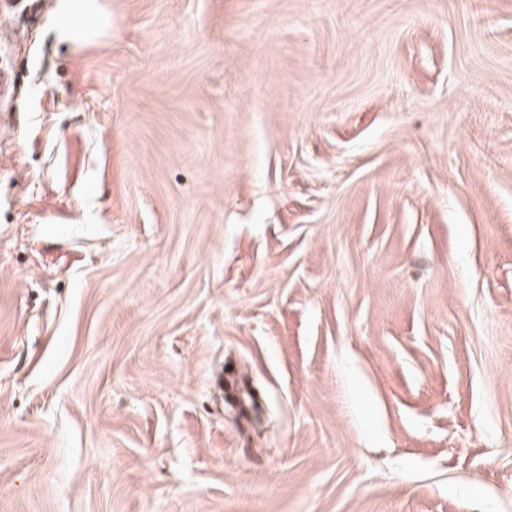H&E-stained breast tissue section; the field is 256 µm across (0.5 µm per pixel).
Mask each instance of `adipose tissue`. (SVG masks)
Segmentation results:
<instances>
[{"label":"adipose tissue","mask_w":512,"mask_h":512,"mask_svg":"<svg viewBox=\"0 0 512 512\" xmlns=\"http://www.w3.org/2000/svg\"><path fill=\"white\" fill-rule=\"evenodd\" d=\"M54 34L74 47L105 38L112 28V13L103 0H55Z\"/></svg>","instance_id":"obj_1"}]
</instances>
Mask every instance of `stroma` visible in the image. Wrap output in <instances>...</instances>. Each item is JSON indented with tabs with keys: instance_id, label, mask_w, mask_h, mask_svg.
Returning <instances> with one entry per match:
<instances>
[{
	"instance_id": "35a3bbf8",
	"label": "stroma",
	"mask_w": 512,
	"mask_h": 512,
	"mask_svg": "<svg viewBox=\"0 0 512 512\" xmlns=\"http://www.w3.org/2000/svg\"><path fill=\"white\" fill-rule=\"evenodd\" d=\"M24 0L0 512H512V0ZM54 34L75 48L105 38L112 29V12L100 0L54 1Z\"/></svg>"
}]
</instances>
